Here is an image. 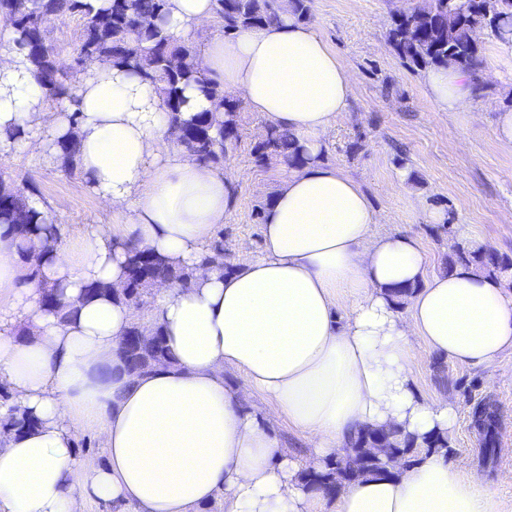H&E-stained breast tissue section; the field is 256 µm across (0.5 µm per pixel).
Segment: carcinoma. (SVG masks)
<instances>
[{
  "mask_svg": "<svg viewBox=\"0 0 512 512\" xmlns=\"http://www.w3.org/2000/svg\"><path fill=\"white\" fill-rule=\"evenodd\" d=\"M167 0H0V13L13 27V48L31 64L34 80L45 98L72 106L70 124L78 123L75 87L68 83L66 67L57 59L49 41L43 20L48 15L77 13L84 20L83 34L75 50L72 69L83 72L89 63L108 59L113 65L128 68L156 85L167 112L172 135L178 146L199 162L214 166L224 160L228 146L237 143L238 114L241 103H229L222 88L207 77L199 61L196 44L180 40L158 23L140 27L144 17L162 20ZM214 13L222 32L260 28L278 21L277 10L270 0H214ZM486 31L499 40L512 38V0H424L392 15L388 39L402 63L414 69L453 67L478 80L482 65L483 46L476 34ZM198 90L214 108L183 116L187 99L185 91ZM53 157L58 167L70 173L79 170V142L71 133L55 138ZM254 161L264 166L273 159L288 165L302 161L299 146L288 132L267 128L266 138L252 149ZM35 187L15 186L0 176V225L5 224L19 238V246L38 241L49 250L62 242L63 233L50 209L31 205ZM457 263L476 264L490 275H499L507 264L498 254H483L463 246L457 247L448 259L446 270ZM192 271L136 247L128 249L127 288L115 293L134 309L149 295V287L158 280L187 285ZM42 306L54 313L59 321L69 318V304L56 287L44 288ZM125 336H136L141 364L147 361L172 362L174 355L160 329L151 336L143 335L135 322ZM12 394L0 384V405L7 409L0 417V430L24 432L36 421L11 404ZM475 424L491 444L497 434L494 406L485 403L475 413ZM380 442L389 449L385 460L371 461V448ZM415 439L401 437L394 427L367 431L357 435L347 457L325 465L319 471L304 470L300 479L314 491L331 496L343 484L364 476L389 473L388 466L417 450Z\"/></svg>",
  "mask_w": 512,
  "mask_h": 512,
  "instance_id": "carcinoma-1",
  "label": "carcinoma"
}]
</instances>
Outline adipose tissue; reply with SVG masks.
<instances>
[{
    "label": "adipose tissue",
    "instance_id": "obj_1",
    "mask_svg": "<svg viewBox=\"0 0 512 512\" xmlns=\"http://www.w3.org/2000/svg\"><path fill=\"white\" fill-rule=\"evenodd\" d=\"M213 14V0H168L165 27L185 38ZM202 58L225 95L294 134L304 156L266 207L261 255L229 272L200 256L232 183L171 145L151 84L93 63L77 83L74 127L48 112L25 57L0 48V154L15 148L14 127L76 128L78 164L115 218L30 257L0 226V383L40 422L0 433V512H80L90 495L118 512H197L219 496L225 512H501L476 469L433 448L330 501L300 483L297 454L256 403L287 418L317 469L367 429L452 434L456 404L420 398L416 357L424 349L477 368L512 353V290L474 264L428 275L415 237L375 232L380 216L361 186L323 161L352 85L312 26L285 9L277 23L213 36ZM421 82L437 111L472 104L474 85L457 69L423 70ZM130 242L194 270L187 287L153 285L145 326L162 328L175 362L133 379L118 349L132 309L82 298L93 281L122 288ZM46 283L73 305L67 322L41 308ZM89 430L103 464L78 460Z\"/></svg>",
    "mask_w": 512,
    "mask_h": 512
}]
</instances>
